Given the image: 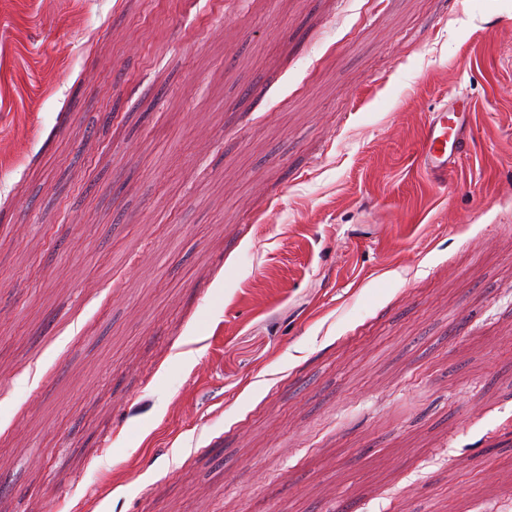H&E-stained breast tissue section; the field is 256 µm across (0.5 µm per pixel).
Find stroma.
Instances as JSON below:
<instances>
[{
	"mask_svg": "<svg viewBox=\"0 0 512 512\" xmlns=\"http://www.w3.org/2000/svg\"><path fill=\"white\" fill-rule=\"evenodd\" d=\"M0 512H512V0H0ZM470 110V98L457 92L429 115L419 158L426 172L439 182L448 177V171L469 151L471 128L465 125L462 116Z\"/></svg>",
	"mask_w": 512,
	"mask_h": 512,
	"instance_id": "35a3bbf8",
	"label": "stroma"
}]
</instances>
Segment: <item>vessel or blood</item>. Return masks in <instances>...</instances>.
Masks as SVG:
<instances>
[{
	"label": "vessel or blood",
	"instance_id": "1",
	"mask_svg": "<svg viewBox=\"0 0 512 512\" xmlns=\"http://www.w3.org/2000/svg\"><path fill=\"white\" fill-rule=\"evenodd\" d=\"M470 109V98L458 92L429 115L419 158L426 172L437 181H444L449 170L469 151L471 128L462 116Z\"/></svg>",
	"mask_w": 512,
	"mask_h": 512
}]
</instances>
